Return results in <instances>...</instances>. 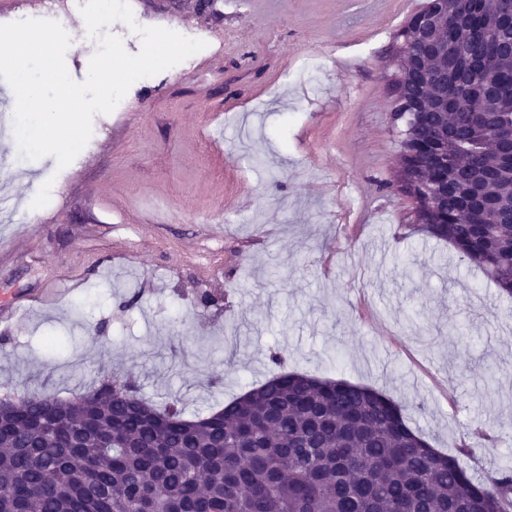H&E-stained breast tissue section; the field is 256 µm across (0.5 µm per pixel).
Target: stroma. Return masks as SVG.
Masks as SVG:
<instances>
[{
	"label": "stroma",
	"instance_id": "stroma-1",
	"mask_svg": "<svg viewBox=\"0 0 512 512\" xmlns=\"http://www.w3.org/2000/svg\"><path fill=\"white\" fill-rule=\"evenodd\" d=\"M424 2L218 0L186 19L129 0L138 25L207 47L95 115L65 168L0 125V305L19 308L0 399L127 375L206 415L277 350L406 405L477 475L512 466V297L419 231L396 181V35Z\"/></svg>",
	"mask_w": 512,
	"mask_h": 512
}]
</instances>
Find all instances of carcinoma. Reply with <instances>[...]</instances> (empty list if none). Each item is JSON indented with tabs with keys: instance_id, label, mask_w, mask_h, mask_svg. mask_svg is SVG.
Instances as JSON below:
<instances>
[{
	"instance_id": "obj_1",
	"label": "carcinoma",
	"mask_w": 512,
	"mask_h": 512,
	"mask_svg": "<svg viewBox=\"0 0 512 512\" xmlns=\"http://www.w3.org/2000/svg\"><path fill=\"white\" fill-rule=\"evenodd\" d=\"M453 52L489 66L494 88L479 98L458 85L453 110L423 113L414 140L448 133V155L490 175L478 189L499 209L474 224L451 188L457 221L423 229L512 296V166L486 121L512 125V59L477 32ZM50 400L0 410V512H512L511 468L475 477L407 424L404 405L342 378L276 374L194 418L109 379L55 399L87 422L79 448L66 426L40 428Z\"/></svg>"
}]
</instances>
